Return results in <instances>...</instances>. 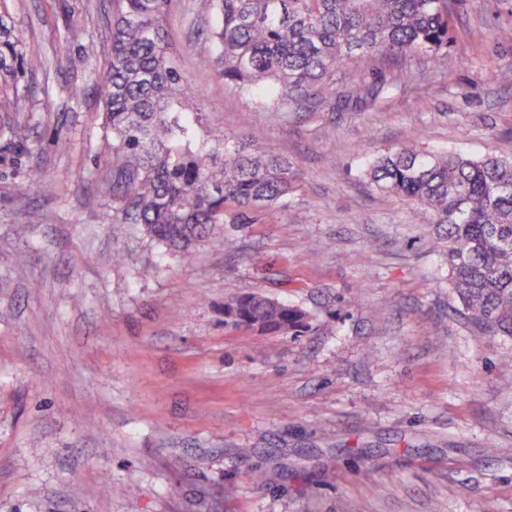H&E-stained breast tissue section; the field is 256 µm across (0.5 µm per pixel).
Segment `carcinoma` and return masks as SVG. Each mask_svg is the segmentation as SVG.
I'll list each match as a JSON object with an SVG mask.
<instances>
[{"instance_id":"cac0c4a2","label":"carcinoma","mask_w":512,"mask_h":512,"mask_svg":"<svg viewBox=\"0 0 512 512\" xmlns=\"http://www.w3.org/2000/svg\"><path fill=\"white\" fill-rule=\"evenodd\" d=\"M171 0H115L111 61L98 75L103 124L110 134L101 178L112 186V223L140 224L168 249L188 255L224 223L227 209L288 207L299 173L258 148L260 133L200 139L186 111L192 97L176 69L167 18ZM214 17L211 41L224 80L264 109L334 83L355 55L401 60L436 56L448 45V0H204ZM22 40L0 34V108L5 129L25 126L18 69ZM356 98L377 105L382 87L355 84ZM364 177L431 216L444 240L449 287L478 329L512 336V156H471L404 147L371 155ZM224 324L303 332L301 308L245 292L224 302Z\"/></svg>"}]
</instances>
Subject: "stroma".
I'll use <instances>...</instances> for the list:
<instances>
[{"instance_id": "35a3bbf8", "label": "stroma", "mask_w": 512, "mask_h": 512, "mask_svg": "<svg viewBox=\"0 0 512 512\" xmlns=\"http://www.w3.org/2000/svg\"><path fill=\"white\" fill-rule=\"evenodd\" d=\"M112 13L0 0L44 62L17 79L26 128L0 134V512H512V338L465 319L430 217L362 175L374 150L512 154V0H455L446 55L405 87L357 56L335 94L274 112L219 76L202 0H171L203 134L263 129L300 173L289 209L226 214L235 250L187 256L112 232ZM361 80L384 85L376 107L346 99ZM245 291L309 328L225 325Z\"/></svg>"}]
</instances>
